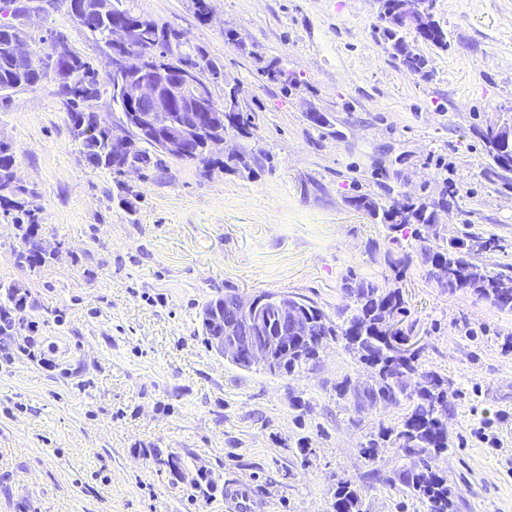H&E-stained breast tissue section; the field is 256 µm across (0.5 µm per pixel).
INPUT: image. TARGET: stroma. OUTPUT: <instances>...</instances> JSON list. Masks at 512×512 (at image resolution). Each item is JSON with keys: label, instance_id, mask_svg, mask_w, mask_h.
Returning <instances> with one entry per match:
<instances>
[{"label": "stroma", "instance_id": "1", "mask_svg": "<svg viewBox=\"0 0 512 512\" xmlns=\"http://www.w3.org/2000/svg\"><path fill=\"white\" fill-rule=\"evenodd\" d=\"M123 0L178 28L184 49L221 61L256 115L254 137L227 133L214 156L261 152L251 173L168 159L166 168L114 174L89 164L69 118L42 83L0 101V140L17 179L34 189L38 236L53 255L36 270L0 216V285L26 293L46 362L0 338V512H226L224 489L248 484L262 512H334L336 491L362 493V512H429L390 486L395 445L363 444L398 426L406 405L356 411L337 393L371 368L343 343L312 371L270 375L234 365L205 343V304L226 287L345 308L348 272L399 289L402 327L427 370L448 379V436L436 471L453 491L448 512H512V311L425 277L421 242L391 234L352 200L390 205L454 194L441 237L471 227L499 240L478 262L512 269V173H493L479 135L512 122V0H434L447 49L419 43L429 76L408 74L378 33L375 0ZM36 61L52 34L99 75L110 48L65 10L24 19ZM234 31L247 47L224 40ZM277 63L296 82L267 80ZM327 122L315 124L311 111ZM410 262L394 270L390 251ZM181 455L185 480L155 457Z\"/></svg>", "mask_w": 512, "mask_h": 512}]
</instances>
